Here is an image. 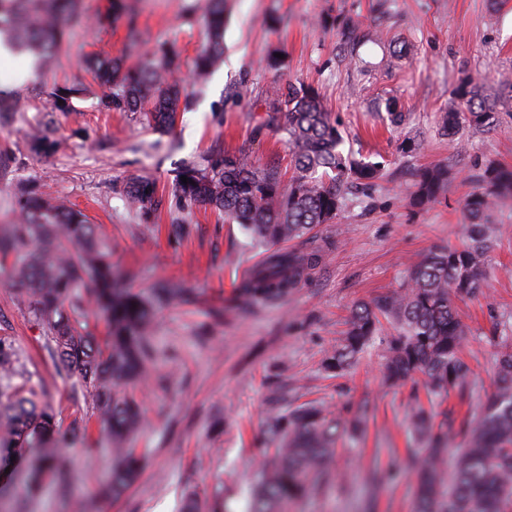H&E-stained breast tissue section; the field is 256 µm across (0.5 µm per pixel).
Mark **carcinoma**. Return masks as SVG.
I'll use <instances>...</instances> for the list:
<instances>
[{
    "instance_id": "carcinoma-1",
    "label": "carcinoma",
    "mask_w": 512,
    "mask_h": 512,
    "mask_svg": "<svg viewBox=\"0 0 512 512\" xmlns=\"http://www.w3.org/2000/svg\"><path fill=\"white\" fill-rule=\"evenodd\" d=\"M82 10L83 0H0V42L47 68L56 62L69 21ZM192 13L200 14L207 31V45L194 60L195 76L204 81L224 53V0H196ZM97 19L108 25L123 20L128 39L139 40L125 0H107L97 9ZM158 55L137 66L118 56L93 57L87 65L99 87L109 90L101 99L104 108L132 112L165 131L175 126L181 111V82L174 77L180 64L174 50L161 48ZM454 96L464 111L443 116L448 136L465 125L491 128L498 122L474 79L463 80ZM277 100L293 163L288 188L281 186L278 174L222 152L183 164L171 187L175 210L208 206L257 243L275 247L236 288L244 307L284 298L316 269L322 263L320 251H284L280 245L331 223L341 208V188H368L383 169L380 162L343 152L342 133L313 86L290 84L277 90ZM183 176L189 182H182ZM478 180L479 189L463 204L461 246L432 248L411 265L399 287L354 304L347 329L323 361L329 373L347 371L389 325L382 379L422 383L428 404L415 401L407 415L406 430L418 447L396 468L370 469L367 485L374 491L386 483L410 481L414 512H512V327L505 325L489 337L495 373L477 411L457 418L443 407L451 392H463L472 374L462 357L468 331L455 301L485 297L487 254L506 234L504 225L489 221V213L499 198L512 194V170L489 165ZM447 185V170L425 167L410 200L415 206L430 204ZM124 192L129 204L150 219L158 205L157 182L135 178ZM17 206V221L0 234V257L13 258L9 278L17 299L46 328L45 350L58 374L91 397L115 457L108 485L119 496L136 481L142 463L132 442L144 419L127 386L150 378L146 358L155 318L161 309L186 300L187 293L167 282L147 294L128 287L114 274L112 248L86 215L52 201L38 188H21ZM92 317L105 323L102 340L88 331ZM29 362L11 337L0 336V469L12 466L11 457L24 450L41 448L26 473L27 488L38 491L50 470L65 489L70 465L49 451L59 427L57 414L42 399L40 380L28 369ZM369 415L366 404L347 418L312 402L270 414L248 512H288L289 504L311 491L345 480L333 467L336 442L361 439ZM451 447L461 453L450 466Z\"/></svg>"
}]
</instances>
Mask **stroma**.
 <instances>
[{
  "instance_id": "1",
  "label": "stroma",
  "mask_w": 512,
  "mask_h": 512,
  "mask_svg": "<svg viewBox=\"0 0 512 512\" xmlns=\"http://www.w3.org/2000/svg\"><path fill=\"white\" fill-rule=\"evenodd\" d=\"M141 33L96 26L78 17L54 67L39 71L14 57L0 59V92L12 111L0 114V229L15 219L21 186L38 184L87 215L112 247V261L142 291L170 280L193 293L163 309L152 345L156 379L133 387L144 425L135 446L145 464L134 486L115 499L105 488L109 443L90 398L74 394L56 373L46 330L16 302L0 268V335L31 358L58 413L55 450L74 470V501L83 512H179L185 492L211 507L229 500L243 512L271 410L314 400L335 411L369 401L373 417L359 443L342 441L335 466L350 470L348 489L299 503L296 512H359L367 471L399 463L412 442L406 417L411 386L380 379L386 336H378L345 375L328 376L321 362L340 336L351 306L397 288L409 265L436 246L461 245L462 203L486 166L512 169V0H226L224 60L197 81L194 60L205 46L201 23L184 11L194 0H126ZM174 43L191 106L175 128L153 130L128 112H105L88 56L125 57L134 64L157 43ZM277 57L268 65L269 57ZM466 77L480 81L499 112L496 129L464 127L445 134L441 118L458 108L452 91ZM304 82L318 89L344 138L342 149L381 162L368 189L347 187L336 219L294 241L293 249L326 248L310 279L277 302L240 307L235 290L261 262L239 225L207 207L177 213L163 198L155 222L144 223L124 193L134 177L171 188L181 161L221 148L248 156L261 170L285 173L288 149L276 119V88ZM73 88L70 109L55 111L50 93ZM402 113L391 125L389 111ZM50 130L53 151L38 153L31 136ZM449 172L438 200L416 208L409 193L421 168ZM184 224L174 239L172 223ZM485 298L457 302L470 334L463 353L474 370L465 395L449 407L477 408L493 375L488 336L512 324V236L488 257ZM25 460L0 474V512H73L47 480L33 499L24 492Z\"/></svg>"
}]
</instances>
